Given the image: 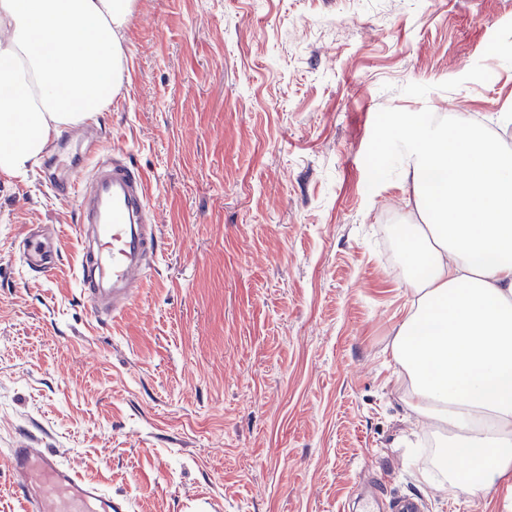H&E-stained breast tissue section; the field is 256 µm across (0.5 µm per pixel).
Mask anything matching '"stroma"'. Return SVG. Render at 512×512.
I'll list each match as a JSON object with an SVG mask.
<instances>
[{
	"label": "stroma",
	"instance_id": "1",
	"mask_svg": "<svg viewBox=\"0 0 512 512\" xmlns=\"http://www.w3.org/2000/svg\"><path fill=\"white\" fill-rule=\"evenodd\" d=\"M92 117L158 251L118 317L77 278L74 199L0 176V450L49 448L130 512H512L419 482L434 440L391 348L409 298L395 121L512 111V0H140ZM46 224L62 262L23 261Z\"/></svg>",
	"mask_w": 512,
	"mask_h": 512
}]
</instances>
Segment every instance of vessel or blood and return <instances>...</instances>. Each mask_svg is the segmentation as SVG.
Here are the masks:
<instances>
[{
    "label": "vessel or blood",
    "mask_w": 512,
    "mask_h": 512,
    "mask_svg": "<svg viewBox=\"0 0 512 512\" xmlns=\"http://www.w3.org/2000/svg\"><path fill=\"white\" fill-rule=\"evenodd\" d=\"M47 175L56 194L73 195L78 205L83 296L94 313L119 316L143 287L147 264L157 252V227L143 176L120 152L98 157L82 175L55 169ZM23 260L30 268L48 272L58 267L60 253L33 229L26 237ZM6 464L21 512H128L127 502L112 499L51 450L11 448Z\"/></svg>",
    "instance_id": "b4317fda"
}]
</instances>
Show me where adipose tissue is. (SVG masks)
I'll list each match as a JSON object with an SVG mask.
<instances>
[{"instance_id":"obj_1","label":"adipose tissue","mask_w":512,"mask_h":512,"mask_svg":"<svg viewBox=\"0 0 512 512\" xmlns=\"http://www.w3.org/2000/svg\"><path fill=\"white\" fill-rule=\"evenodd\" d=\"M140 0H0V175L23 179L66 127L126 79L122 34ZM409 309L392 354L440 463L421 482L512 489V151L478 124L407 128Z\"/></svg>"}]
</instances>
